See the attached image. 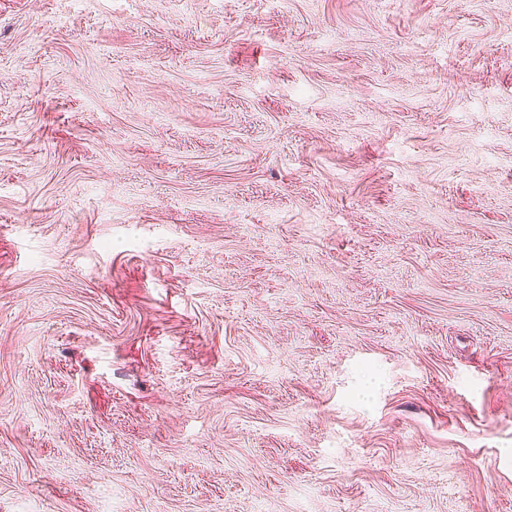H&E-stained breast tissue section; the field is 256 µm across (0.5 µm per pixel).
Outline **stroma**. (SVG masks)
<instances>
[{"label":"stroma","mask_w":512,"mask_h":512,"mask_svg":"<svg viewBox=\"0 0 512 512\" xmlns=\"http://www.w3.org/2000/svg\"><path fill=\"white\" fill-rule=\"evenodd\" d=\"M0 512H512V0H0Z\"/></svg>","instance_id":"35a3bbf8"}]
</instances>
